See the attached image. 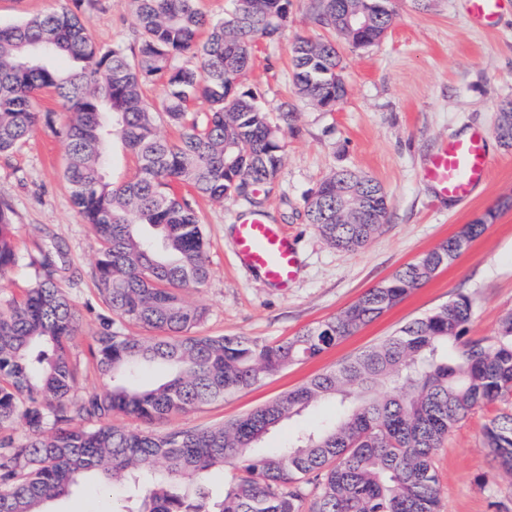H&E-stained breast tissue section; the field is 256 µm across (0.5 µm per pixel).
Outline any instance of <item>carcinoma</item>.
I'll return each instance as SVG.
<instances>
[{"label":"carcinoma","mask_w":512,"mask_h":512,"mask_svg":"<svg viewBox=\"0 0 512 512\" xmlns=\"http://www.w3.org/2000/svg\"><path fill=\"white\" fill-rule=\"evenodd\" d=\"M96 0H69L58 10L0 26V154L43 126L67 146L64 178L97 244L95 282L109 310L87 356L106 380L77 397L72 341L79 315L60 287L63 251L30 256L21 295H0V512H46L45 505L88 480L118 481L109 512H301L303 482L315 481L310 512H439L433 456L475 409L512 395V313L492 338L466 337L472 300L459 294L384 343L325 371L280 399L202 430L157 434L112 425L115 414L145 422L248 388L289 365L319 356L382 316L461 255L450 238L368 289L342 313L282 342L197 333L205 312L182 292L210 276L203 224L176 188L213 201L277 181L282 126L240 83L258 37L288 27V0H233L222 20L197 0H133L135 45L104 47L83 13ZM344 0H315V19L336 30ZM189 54L194 67L177 58ZM299 93L320 105L342 96L336 43L301 38L293 49ZM164 91L148 101L144 84ZM54 94L65 119L35 106ZM207 106L199 119L194 106ZM179 137L161 136L158 122ZM496 137L512 146V101L498 113ZM114 136L135 154L127 182L107 179L106 144ZM354 193L372 215L353 220L336 198V176L319 184L308 223L330 244L357 250L387 220L389 197L375 181ZM12 210L0 205V279L18 266ZM145 335L114 329L115 319ZM161 365L166 379L136 384ZM335 418L303 428L276 448L261 441L280 423L322 401ZM25 434L14 435L16 425ZM483 444L496 469L512 473V411L493 417ZM238 474L215 500L210 476Z\"/></svg>","instance_id":"cac0c4a2"}]
</instances>
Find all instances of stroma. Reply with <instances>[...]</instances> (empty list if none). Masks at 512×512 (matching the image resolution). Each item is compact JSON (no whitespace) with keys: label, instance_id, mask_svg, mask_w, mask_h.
I'll return each mask as SVG.
<instances>
[{"label":"stroma","instance_id":"35a3bbf8","mask_svg":"<svg viewBox=\"0 0 512 512\" xmlns=\"http://www.w3.org/2000/svg\"><path fill=\"white\" fill-rule=\"evenodd\" d=\"M311 9L312 0H290L287 29L275 41H259L255 62L244 77L269 110L284 103L292 112L283 131L280 178L262 196L259 212L296 238L298 272L288 288L268 285L236 256V226L248 205L193 196L211 269L206 288L185 293L188 302L205 311L200 333L284 340L336 316L462 226L490 211L495 218L454 262L320 356L296 362L221 401L149 424L115 415L116 426L166 432L230 421L383 342L460 292L474 305L470 337L496 336L502 319L512 313V148L493 132L500 105L512 101V0H500L496 12L481 18L471 14L470 0H392L391 23L379 42L356 47L337 39L345 95L328 111L296 94L292 81L295 39L325 35ZM84 20L99 44L135 40L131 0H98ZM474 131L482 133L489 148L487 181L467 201L440 198L423 177L429 155L448 135ZM65 162L63 140L38 128L16 151L0 155V202L13 211L21 254L54 241L62 245L63 266L71 274L63 286L79 314L75 350L82 354L105 307L94 285V242L62 177ZM342 169L378 181L391 202L387 222L353 252L328 244L305 216L307 199ZM511 409L512 398L478 408L440 444L434 456L440 512H512V475L493 469L482 445L485 423ZM111 498L86 483L47 509L108 512Z\"/></svg>","mask_w":512,"mask_h":512}]
</instances>
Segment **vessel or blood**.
Returning <instances> with one entry per match:
<instances>
[{"label": "vessel or blood", "instance_id": "obj_1", "mask_svg": "<svg viewBox=\"0 0 512 512\" xmlns=\"http://www.w3.org/2000/svg\"><path fill=\"white\" fill-rule=\"evenodd\" d=\"M490 170V156L481 134L451 136L432 153L424 177L442 198L464 200L483 183ZM240 261L267 283L284 288L295 278L298 251L294 239L280 225L262 216L244 220L236 228Z\"/></svg>", "mask_w": 512, "mask_h": 512}]
</instances>
